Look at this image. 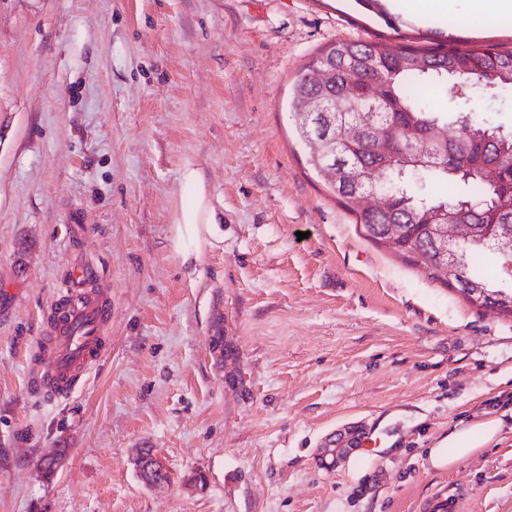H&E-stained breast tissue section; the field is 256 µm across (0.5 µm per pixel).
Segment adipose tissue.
Returning <instances> with one entry per match:
<instances>
[{
	"label": "adipose tissue",
	"instance_id": "obj_1",
	"mask_svg": "<svg viewBox=\"0 0 512 512\" xmlns=\"http://www.w3.org/2000/svg\"><path fill=\"white\" fill-rule=\"evenodd\" d=\"M181 182L190 197L173 210L171 241L183 265L191 267L199 263L205 246L223 240L224 216L212 205L204 176L197 166L186 164L181 172ZM501 429L502 421L498 418L466 425L429 449L431 467L443 470L477 453L491 443Z\"/></svg>",
	"mask_w": 512,
	"mask_h": 512
}]
</instances>
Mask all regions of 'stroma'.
I'll return each mask as SVG.
<instances>
[{"instance_id":"35a3bbf8","label":"stroma","mask_w":512,"mask_h":512,"mask_svg":"<svg viewBox=\"0 0 512 512\" xmlns=\"http://www.w3.org/2000/svg\"><path fill=\"white\" fill-rule=\"evenodd\" d=\"M416 2L387 0L391 28L356 0H0V512H434L455 487L460 512H512L511 422L426 458L512 409V317L370 241L293 117L334 41L512 47V15L450 0L426 27ZM189 162L224 213L191 276L171 244ZM76 266L112 301L107 345L48 405L31 351ZM362 427L376 447H337ZM140 448L169 483L142 484ZM502 429L500 418L474 421L443 439L434 448H429L428 460L434 469L450 468L491 443Z\"/></svg>"}]
</instances>
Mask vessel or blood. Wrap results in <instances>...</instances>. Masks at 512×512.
<instances>
[{
    "mask_svg": "<svg viewBox=\"0 0 512 512\" xmlns=\"http://www.w3.org/2000/svg\"><path fill=\"white\" fill-rule=\"evenodd\" d=\"M93 276L92 269H73V291L50 306L49 339L37 345L29 379L31 387L48 399L68 398L104 350L112 305L104 293L85 289Z\"/></svg>",
    "mask_w": 512,
    "mask_h": 512,
    "instance_id": "vessel-or-blood-1",
    "label": "vessel or blood"
}]
</instances>
